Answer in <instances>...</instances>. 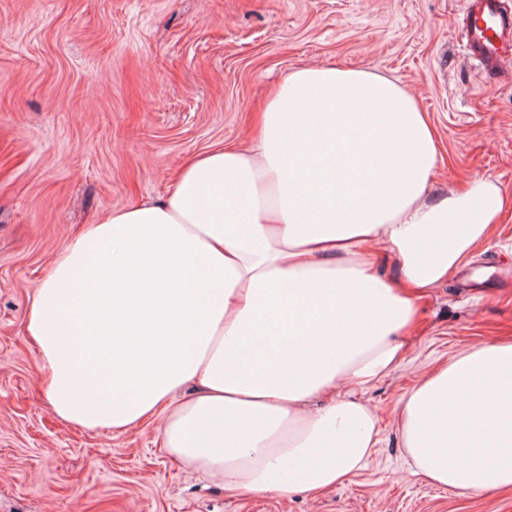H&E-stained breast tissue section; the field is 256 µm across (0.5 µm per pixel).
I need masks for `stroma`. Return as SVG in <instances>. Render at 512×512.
<instances>
[{
	"label": "stroma",
	"instance_id": "obj_1",
	"mask_svg": "<svg viewBox=\"0 0 512 512\" xmlns=\"http://www.w3.org/2000/svg\"><path fill=\"white\" fill-rule=\"evenodd\" d=\"M466 0H0V512H512L411 475L402 395L437 365L512 342V208L468 270L423 297L402 365L362 398L381 420L366 469L317 494L244 497L186 474L157 427L60 420L26 315L55 255L104 212L170 190L188 156L248 145L273 88L310 65L388 76L438 135L437 195L485 179L512 198V63L463 51Z\"/></svg>",
	"mask_w": 512,
	"mask_h": 512
}]
</instances>
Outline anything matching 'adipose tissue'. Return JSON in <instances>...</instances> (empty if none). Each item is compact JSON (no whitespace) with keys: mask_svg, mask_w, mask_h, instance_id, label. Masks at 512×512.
Here are the masks:
<instances>
[{"mask_svg":"<svg viewBox=\"0 0 512 512\" xmlns=\"http://www.w3.org/2000/svg\"><path fill=\"white\" fill-rule=\"evenodd\" d=\"M438 159L427 113L391 78L292 72L248 146L190 156L165 197L110 211L55 257L26 325L54 414L156 422L185 471L241 495L344 484L381 442L361 392L400 366L423 292L507 205L482 180L433 199ZM398 428L429 484L512 490V344L428 374Z\"/></svg>","mask_w":512,"mask_h":512,"instance_id":"1","label":"adipose tissue"}]
</instances>
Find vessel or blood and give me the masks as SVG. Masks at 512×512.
I'll use <instances>...</instances> for the list:
<instances>
[{"label":"vessel or blood","instance_id":"vessel-or-blood-1","mask_svg":"<svg viewBox=\"0 0 512 512\" xmlns=\"http://www.w3.org/2000/svg\"><path fill=\"white\" fill-rule=\"evenodd\" d=\"M464 40L485 72L501 70L507 50H512V10L503 0H470Z\"/></svg>","mask_w":512,"mask_h":512}]
</instances>
